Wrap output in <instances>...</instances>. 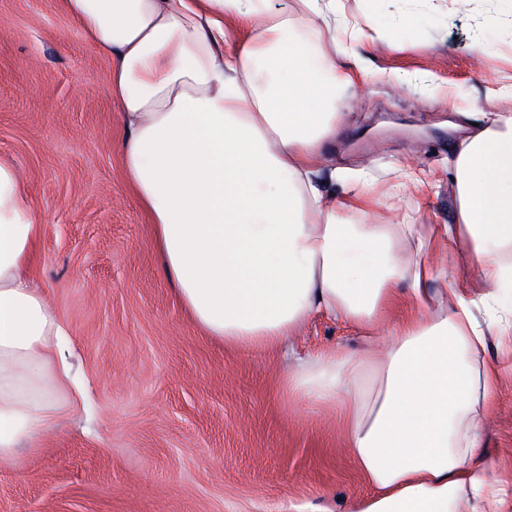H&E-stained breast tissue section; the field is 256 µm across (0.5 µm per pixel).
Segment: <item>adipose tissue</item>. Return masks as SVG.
<instances>
[{"label": "adipose tissue", "mask_w": 512, "mask_h": 512, "mask_svg": "<svg viewBox=\"0 0 512 512\" xmlns=\"http://www.w3.org/2000/svg\"><path fill=\"white\" fill-rule=\"evenodd\" d=\"M112 60L124 177L161 266L210 336L286 356L287 395L337 413L371 495L345 512H512L492 484L485 423L512 335V115L484 112L455 149L451 224H370L373 185L327 196L315 165L352 80L320 49V0H63ZM350 212L357 223H342ZM39 216L0 161V467L39 449L67 396V324L33 280ZM464 253L487 291L434 264ZM315 314L366 335L361 353L290 342Z\"/></svg>", "instance_id": "ef3b65f1"}]
</instances>
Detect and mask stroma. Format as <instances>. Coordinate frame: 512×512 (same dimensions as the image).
Wrapping results in <instances>:
<instances>
[{"label": "stroma", "instance_id": "1", "mask_svg": "<svg viewBox=\"0 0 512 512\" xmlns=\"http://www.w3.org/2000/svg\"><path fill=\"white\" fill-rule=\"evenodd\" d=\"M320 5L326 56L365 72L336 98L325 192L344 197L365 174L379 190L373 223H452L454 146L472 113H512L500 89L512 75V0ZM348 21L361 26L351 54L333 38ZM111 69L63 0H0V158L41 218L34 277L70 327L90 406L0 469V512H288L292 500L342 512L369 489L335 416L282 394V352L205 336L164 275L115 150ZM404 171L428 178L425 198L394 191ZM360 345L323 315L295 341L303 354ZM487 359L498 372L489 478L512 492V338L490 337Z\"/></svg>", "mask_w": 512, "mask_h": 512}]
</instances>
